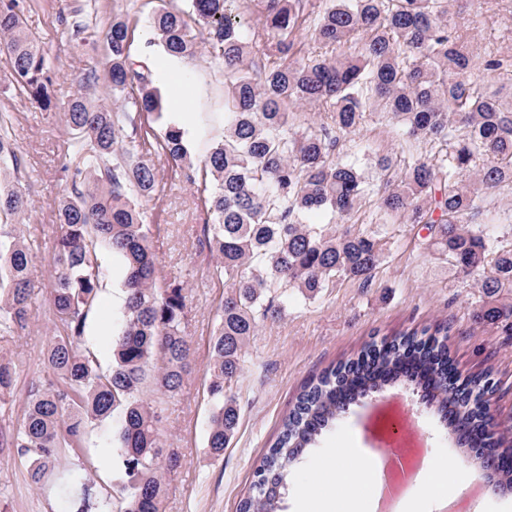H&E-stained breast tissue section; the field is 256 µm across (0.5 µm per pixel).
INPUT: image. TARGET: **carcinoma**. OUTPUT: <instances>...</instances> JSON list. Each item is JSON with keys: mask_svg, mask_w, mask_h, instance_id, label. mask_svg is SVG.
Masks as SVG:
<instances>
[{"mask_svg": "<svg viewBox=\"0 0 512 512\" xmlns=\"http://www.w3.org/2000/svg\"><path fill=\"white\" fill-rule=\"evenodd\" d=\"M190 10L163 9L152 17L155 39L171 57L193 55L199 44L224 61V137L203 160L213 189L205 234L224 299L210 339L206 448L220 457L240 423L233 386L250 341L264 320H276L296 299L314 301L340 277L368 282L384 243L377 232H328L307 223L321 212L328 223L349 221L373 203L378 223L399 221L428 232V246L456 271H483L476 321L512 336V247L498 244L484 215V197L512 187V97L488 93L473 70L502 68L497 56L481 63L460 33L452 11L458 0H257L260 43L240 14L238 0H189ZM19 0H0V53L11 59L9 85L32 106L52 108L55 72L39 36L27 31ZM198 28L202 42L192 35ZM129 18L112 16L107 32L113 96L135 84L137 94L113 109L80 93L64 113L74 144L65 171L70 187L57 201L50 304L55 334L45 373L24 401L16 431L0 433V456L29 462L39 486L62 448H80L89 432L114 412L120 423L112 451L123 480L119 512H162L164 474L181 464L164 448L157 408L141 398L151 385L174 396L189 374L192 344L182 328L186 288L177 280L158 288L156 261L139 201L157 192L150 133L137 136L136 117L162 116L161 94L129 58ZM311 38L325 52L305 56ZM255 53L258 61H247ZM327 113L319 127L294 128V109ZM368 113H379L409 144L433 152L399 167L377 158L369 185L350 161L335 155L357 135ZM157 144L169 163L190 158L185 132L166 124ZM7 121L0 116V331L20 335L35 285L32 256L17 231L31 199ZM104 243L126 269L125 308L113 340L112 367L103 373L82 347L98 293L96 245ZM452 359L448 326L408 330L382 346L369 344L308 381L281 420L277 439L262 457L252 491L238 512H282L293 464L349 404L402 377L437 403L465 445L482 449L478 465L512 457V437L483 433V402L448 385ZM10 363L0 358V401L12 397ZM64 497L87 509L89 488L66 483Z\"/></svg>", "mask_w": 512, "mask_h": 512, "instance_id": "cac0c4a2", "label": "carcinoma"}]
</instances>
